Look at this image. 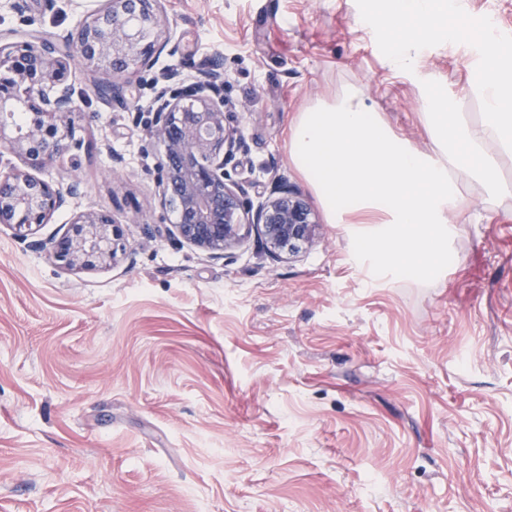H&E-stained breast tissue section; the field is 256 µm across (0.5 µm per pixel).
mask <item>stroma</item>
Segmentation results:
<instances>
[{
    "label": "stroma",
    "mask_w": 512,
    "mask_h": 512,
    "mask_svg": "<svg viewBox=\"0 0 512 512\" xmlns=\"http://www.w3.org/2000/svg\"><path fill=\"white\" fill-rule=\"evenodd\" d=\"M377 4L160 0L168 45L119 81L136 112L72 63L88 147L37 175L79 192L28 239L0 225V512H512V199L462 216L443 275L376 280L287 143L298 112L357 88L429 148L420 89H461L480 20L512 39V0H465L461 39L425 40L412 72L360 26ZM26 19L53 36L82 15L0 0V31ZM216 60L241 138L228 179L256 205L282 177L320 225L296 257L255 236L210 257L160 206L156 82ZM93 211L126 255L65 267L46 243Z\"/></svg>",
    "instance_id": "obj_1"
}]
</instances>
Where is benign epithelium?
<instances>
[{
	"instance_id": "1",
	"label": "benign epithelium",
	"mask_w": 512,
	"mask_h": 512,
	"mask_svg": "<svg viewBox=\"0 0 512 512\" xmlns=\"http://www.w3.org/2000/svg\"><path fill=\"white\" fill-rule=\"evenodd\" d=\"M73 2L84 18L72 31L53 39L0 33V113L27 116L25 132L9 137L8 122L0 121V146L35 169L84 149L71 119L78 93L69 81L68 61L77 60L92 75L129 77L153 65L168 44L157 0H104L98 7ZM222 77L216 61L191 82L169 73L153 98L149 137L164 151L156 178L161 206L175 213L173 226L182 239L214 257L238 247L250 224L270 254H293L312 244L319 230L300 192L281 188L254 206L226 182L225 162L240 140L225 123ZM77 194L76 184L54 186L0 161V224L21 240ZM121 237L111 214L87 212L53 242L52 253L69 268L96 267L115 261Z\"/></svg>"
}]
</instances>
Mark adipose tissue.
<instances>
[{"instance_id": "obj_1", "label": "adipose tissue", "mask_w": 512, "mask_h": 512, "mask_svg": "<svg viewBox=\"0 0 512 512\" xmlns=\"http://www.w3.org/2000/svg\"><path fill=\"white\" fill-rule=\"evenodd\" d=\"M434 0H383L362 14V26L399 28L388 53L398 70L414 69L419 33L436 35ZM476 65L464 93L423 95L421 119L433 146L424 150L397 135L363 93L348 89L332 102H317L291 121L288 156L312 186L332 224H348L381 268L425 276L447 269L454 222L467 207L463 186L477 188L482 202L512 197L501 172L512 155V42L488 37L474 46ZM478 99L480 120L463 116Z\"/></svg>"}]
</instances>
